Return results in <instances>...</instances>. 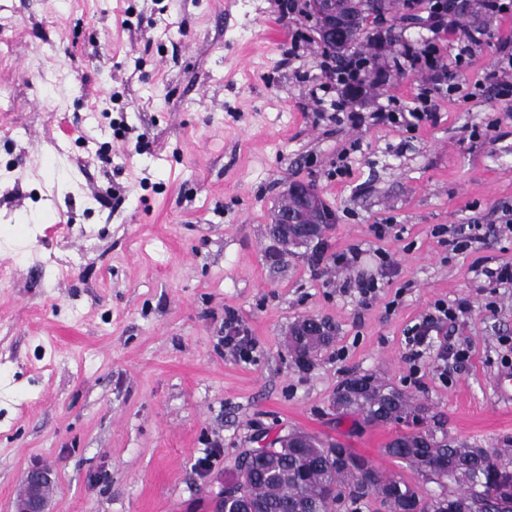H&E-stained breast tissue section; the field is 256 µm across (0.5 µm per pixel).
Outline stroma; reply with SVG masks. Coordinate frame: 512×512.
Returning <instances> with one entry per match:
<instances>
[{
	"label": "stroma",
	"instance_id": "1",
	"mask_svg": "<svg viewBox=\"0 0 512 512\" xmlns=\"http://www.w3.org/2000/svg\"><path fill=\"white\" fill-rule=\"evenodd\" d=\"M305 0H0V512L30 468L50 512H211L245 455L301 430L436 492L384 454L405 423L332 407L370 374L424 402L450 437L512 440L494 381L512 373V237L448 246L460 224L512 220V12L463 14L487 36L465 65L405 69L320 107L326 51ZM433 90V119L378 124ZM334 212L317 246L268 226L291 183ZM387 225L385 238L372 227ZM362 254L361 267L334 256ZM377 279L359 304L361 270ZM471 307L438 339L469 347L439 367L407 331L437 301ZM233 311L255 342L224 347ZM335 328L298 369V319Z\"/></svg>",
	"mask_w": 512,
	"mask_h": 512
}]
</instances>
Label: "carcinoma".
<instances>
[{
  "instance_id": "obj_1",
  "label": "carcinoma",
  "mask_w": 512,
  "mask_h": 512,
  "mask_svg": "<svg viewBox=\"0 0 512 512\" xmlns=\"http://www.w3.org/2000/svg\"><path fill=\"white\" fill-rule=\"evenodd\" d=\"M407 0H336L344 25L328 52L342 58L364 39L370 16L396 13ZM332 337L322 322L303 317L288 331L287 347L298 366L306 367ZM332 405L341 416L356 415L367 425L420 423L429 408L371 375H353L336 389ZM384 453L400 459L436 484L438 495H423L418 486L386 475L368 459L338 442L302 431L273 440V447L242 460L228 482L215 512H360L373 501L384 512H454L483 503L491 512L503 490L512 491V440L502 448L459 442L426 428L396 436Z\"/></svg>"
}]
</instances>
